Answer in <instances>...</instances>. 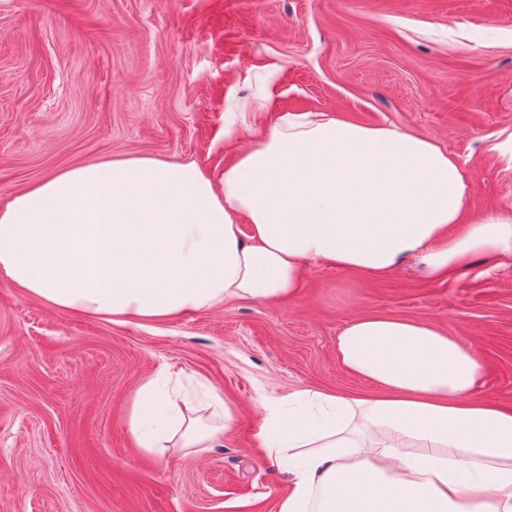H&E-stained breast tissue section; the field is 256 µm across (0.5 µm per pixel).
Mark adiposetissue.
Here are the masks:
<instances>
[{
  "instance_id": "adipose-tissue-1",
  "label": "adipose tissue",
  "mask_w": 512,
  "mask_h": 512,
  "mask_svg": "<svg viewBox=\"0 0 512 512\" xmlns=\"http://www.w3.org/2000/svg\"><path fill=\"white\" fill-rule=\"evenodd\" d=\"M469 177L435 142L324 112L284 114L220 175L135 157L51 175L0 208V279L63 310L148 321L232 300L292 296L301 261L430 275L512 260V210L467 217ZM250 230L242 232L240 220ZM462 234L450 238L449 225ZM343 368L380 395L304 390L263 415L264 458L290 477L279 512H512V409L479 394L483 366L422 322L367 316L336 338ZM213 425L155 375L124 427L139 453L210 448Z\"/></svg>"
}]
</instances>
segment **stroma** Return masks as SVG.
Listing matches in <instances>:
<instances>
[{"label":"stroma","instance_id":"35a3bbf8","mask_svg":"<svg viewBox=\"0 0 512 512\" xmlns=\"http://www.w3.org/2000/svg\"><path fill=\"white\" fill-rule=\"evenodd\" d=\"M328 112L424 136L470 173L468 215L512 206V0H0V207L105 159L220 174L283 114ZM419 320L480 357L512 407V261L440 278L418 259L369 277L302 262L277 302L166 321L50 307L0 279V512H278L288 481L258 450L266 407L309 389L373 396L336 338L363 316ZM218 388L216 448L146 457L122 423L145 375Z\"/></svg>","mask_w":512,"mask_h":512}]
</instances>
